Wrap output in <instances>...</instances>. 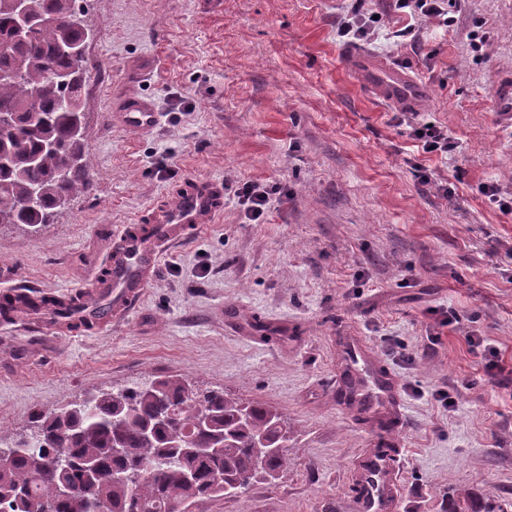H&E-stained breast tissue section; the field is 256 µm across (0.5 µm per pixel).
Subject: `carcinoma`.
<instances>
[{"instance_id":"carcinoma-1","label":"carcinoma","mask_w":512,"mask_h":512,"mask_svg":"<svg viewBox=\"0 0 512 512\" xmlns=\"http://www.w3.org/2000/svg\"><path fill=\"white\" fill-rule=\"evenodd\" d=\"M37 15L55 16L54 26L36 25L18 39L13 0H0V150L12 157L0 168V224H23L37 232L52 223L73 196L89 190L90 161L83 133H73L82 112L85 55L67 54L68 45L86 42L77 0H30ZM64 72L62 88L47 87L48 73ZM33 192L39 201H25ZM81 296L2 294L0 317L48 311L72 331L93 326ZM339 398L366 412L370 397L354 398L364 378L345 364ZM210 416L204 431L196 423ZM177 433L202 448L224 437L217 456L195 454L176 445ZM26 437L11 463L0 469V512H188L203 497L227 499L216 475L247 490L272 484L288 467V426L276 409L255 399L235 398L222 389L193 388L178 375L135 382L117 390H97L59 410L33 413ZM280 446L276 452L267 448ZM97 465L87 477L86 464ZM142 471L128 484L112 476Z\"/></svg>"}]
</instances>
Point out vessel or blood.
<instances>
[{
  "label": "vessel or blood",
  "instance_id": "b4317fda",
  "mask_svg": "<svg viewBox=\"0 0 512 512\" xmlns=\"http://www.w3.org/2000/svg\"><path fill=\"white\" fill-rule=\"evenodd\" d=\"M380 89L383 101L396 106L421 103L424 96L422 85L396 69L387 70ZM494 109L504 124L512 125V76H504L496 82ZM118 117L137 131L150 129L158 121L152 103L142 97L126 98L120 105ZM223 202L221 186L208 180L192 179L163 210L151 216V237H143L129 227L115 234L106 263L109 274L94 282L97 292H111L112 306L96 318V326H106L124 316L151 281L159 266L162 248L182 239L190 225L211 223L222 210ZM348 351L360 358L365 371L371 374L378 401L392 408L399 407L398 380L378 373L373 354L363 341H356ZM397 470L392 460L365 456L358 467L357 480L365 484L366 489L355 498L353 512H398L404 492L397 480Z\"/></svg>",
  "mask_w": 512,
  "mask_h": 512
}]
</instances>
